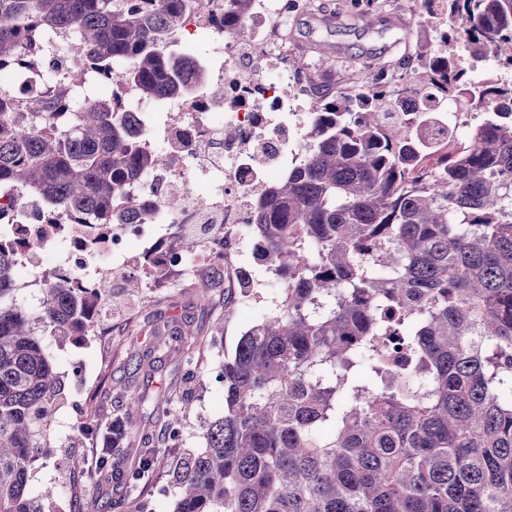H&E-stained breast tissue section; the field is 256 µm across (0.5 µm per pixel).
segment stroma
<instances>
[{
    "mask_svg": "<svg viewBox=\"0 0 512 512\" xmlns=\"http://www.w3.org/2000/svg\"><path fill=\"white\" fill-rule=\"evenodd\" d=\"M304 10L288 20L286 36L289 64H317L319 46H331L322 70L326 89L342 93L339 81L343 69L355 70L365 62L384 63L396 56H413L416 44L448 49L467 58L462 42H443L447 25L421 19L420 0H305ZM243 264L254 265L251 254ZM255 267L260 282L259 298L241 304L238 289L223 274L200 271L192 284L160 289L149 298L132 300L124 283L112 290V327L103 342L104 359L94 362L86 373L66 370L67 359L81 355L76 340L54 345L53 360L62 368L67 387L79 393L82 421L105 424L124 420L127 434L109 459V480H94L84 487L81 458L88 446L86 431L73 428L64 439H50L30 482L32 490L66 481L63 512H141L143 500L156 485L166 483L165 472L180 450L168 447L164 423L154 413L156 404L179 407L191 400L193 409L185 425V446L200 447L197 437L201 421L224 411L223 388L201 381L200 368H217L232 355L243 332L268 313L280 290L264 266ZM224 320L221 341H214V325ZM141 406H132V399ZM157 449L153 468L146 472L138 490H131L126 476L142 465L145 449Z\"/></svg>",
    "mask_w": 512,
    "mask_h": 512,
    "instance_id": "1",
    "label": "stroma"
}]
</instances>
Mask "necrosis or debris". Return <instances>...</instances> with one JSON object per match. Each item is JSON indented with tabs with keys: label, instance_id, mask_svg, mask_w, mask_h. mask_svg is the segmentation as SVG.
<instances>
[{
	"label": "necrosis or debris",
	"instance_id": "4bbe7bcc",
	"mask_svg": "<svg viewBox=\"0 0 512 512\" xmlns=\"http://www.w3.org/2000/svg\"><path fill=\"white\" fill-rule=\"evenodd\" d=\"M297 0H258L241 42L224 26V0L191 17L170 51L191 50L194 72L187 88L155 99L126 97L124 114L142 148L165 156L166 164L138 173L121 195L126 223L106 235L75 223L35 191L0 189V245L12 248L18 282L42 290L44 268L81 288H111L135 279L152 293L171 282L193 280L201 266L229 267L237 280L252 279V267L234 263L252 245L248 214L253 190L287 176L307 151L310 114L316 100L311 69L288 66L282 29ZM90 72L72 60L67 70L23 65L0 74V84L25 92L27 111L43 109L51 90L70 85V111L107 103L110 91L83 93ZM300 85L302 94L286 88ZM233 137H225V130ZM179 199L171 207L170 199ZM149 209V220L138 217ZM195 248L184 251L180 240Z\"/></svg>",
	"mask_w": 512,
	"mask_h": 512
}]
</instances>
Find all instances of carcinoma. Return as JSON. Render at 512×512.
<instances>
[{"instance_id": "carcinoma-1", "label": "carcinoma", "mask_w": 512, "mask_h": 512, "mask_svg": "<svg viewBox=\"0 0 512 512\" xmlns=\"http://www.w3.org/2000/svg\"><path fill=\"white\" fill-rule=\"evenodd\" d=\"M210 0H0V68L39 61L53 29L86 64L139 96L176 94L171 33ZM249 37L254 0H229ZM470 52L512 47V0H441ZM321 98L306 158L254 189L253 235L282 281L278 307L241 336L214 381L224 413L168 470L172 512H512V87L473 80L421 45L395 95ZM486 111L461 137L432 133V97ZM120 97L69 122L22 125L0 96V186L40 191L83 224L122 219L116 199L165 162L122 123ZM372 255H367L370 247ZM40 306L19 300L0 247V512H50L30 488L63 379L46 333L91 329L105 290L44 275ZM425 378L395 387L380 337ZM190 402L159 408L179 445Z\"/></svg>"}]
</instances>
